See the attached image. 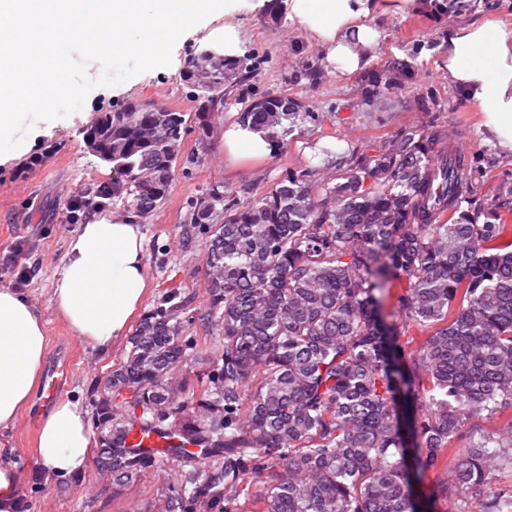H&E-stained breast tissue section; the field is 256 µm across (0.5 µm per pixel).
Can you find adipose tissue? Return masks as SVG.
<instances>
[{
	"label": "adipose tissue",
	"mask_w": 512,
	"mask_h": 512,
	"mask_svg": "<svg viewBox=\"0 0 512 512\" xmlns=\"http://www.w3.org/2000/svg\"><path fill=\"white\" fill-rule=\"evenodd\" d=\"M375 0H291V11L323 53L327 69L345 76L367 68L381 33L371 23ZM438 68L480 108L481 129L501 155L512 157V22L494 16L465 20L447 32ZM275 151L267 131L233 122L224 128V160L265 159ZM148 288L141 227L120 217L82 224L68 244L51 303L71 335L111 347L124 338ZM47 346L46 324L19 291L0 288V447L29 412ZM95 446L80 403L58 401L40 418L35 462L48 476L82 472Z\"/></svg>",
	"instance_id": "adipose-tissue-1"
}]
</instances>
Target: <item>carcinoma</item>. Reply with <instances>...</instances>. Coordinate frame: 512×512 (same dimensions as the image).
Instances as JSON below:
<instances>
[{"instance_id": "obj_1", "label": "carcinoma", "mask_w": 512, "mask_h": 512, "mask_svg": "<svg viewBox=\"0 0 512 512\" xmlns=\"http://www.w3.org/2000/svg\"><path fill=\"white\" fill-rule=\"evenodd\" d=\"M181 72L192 118L164 104L96 113L86 134L112 151V184L89 207L124 200L138 220L168 197L178 147L224 111L226 90L250 73L246 60L202 48ZM407 73L369 74L364 99ZM296 104L267 96L239 120L275 131ZM291 173L246 204L224 186L191 204L204 236L208 306L198 314L171 289L136 326L105 382L95 426L109 430L97 455L120 488L174 456L193 469L161 488L159 512H425L415 481L447 468L448 443L471 419L512 409V184L485 212L463 208L474 193L470 163L440 133L410 132L320 184ZM484 222H479L481 216ZM404 280L401 325L382 311L384 290ZM459 301L453 318L448 308ZM213 343L200 386L186 394L177 371L194 358L196 321ZM430 328L417 350L400 328ZM153 433L164 446L141 436ZM512 469V426L472 433L460 450L453 492L465 512H512V486L488 493Z\"/></svg>"}]
</instances>
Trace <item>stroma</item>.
<instances>
[{"mask_svg":"<svg viewBox=\"0 0 512 512\" xmlns=\"http://www.w3.org/2000/svg\"><path fill=\"white\" fill-rule=\"evenodd\" d=\"M232 19L243 35L241 54L255 70L227 91L228 101L212 119V131L191 132L179 147L180 164L165 203L142 220L145 260L150 288L144 307L152 309L170 289L191 299L193 308L208 305L207 269L201 238L186 239L184 229L193 200L220 183L226 196L245 203L254 200L288 173L308 170L316 179L345 172L365 154L408 131H442L451 148L473 161L476 206L488 208L501 183L512 182V159L486 141L474 102L448 82L436 63L448 51L444 40L457 13H433L427 0L417 9L400 13L382 10L374 23L382 34L381 48L372 64L379 70L401 63L408 73L402 86L375 102L361 99L362 75L343 77L327 69L316 43L299 27L289 6L271 15L266 0H237ZM205 31L187 34L175 43L168 66L143 72L114 87H100L83 107L66 118L38 122L31 136L30 155L0 165V259L23 245L22 264L32 277L23 294L41 311L46 323L45 364L67 359L69 372L62 381L60 399L77 400L94 412L104 384L115 364L129 349L128 340L109 352L73 337L51 305L52 288L62 267L75 225L66 221L71 198L111 181V163L89 150L85 130L96 112L128 102L161 101L189 111V90L180 73L191 53L205 44ZM263 96L297 100L302 110L289 124L288 148L262 162L235 167L224 163L222 132L236 120L243 101ZM50 404L36 392L32 410L24 414L10 435L9 462L23 466L19 493L27 512H153L163 480H176L172 465L166 477L146 472L140 482L113 492L110 476L88 465L82 483L46 479L33 463L38 424Z\"/></svg>","mask_w":512,"mask_h":512,"instance_id":"1","label":"stroma"}]
</instances>
